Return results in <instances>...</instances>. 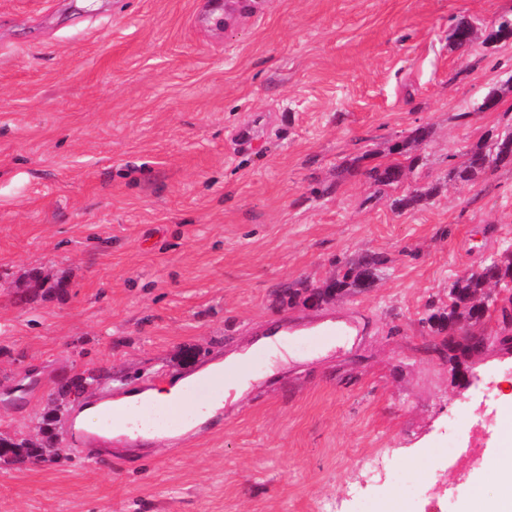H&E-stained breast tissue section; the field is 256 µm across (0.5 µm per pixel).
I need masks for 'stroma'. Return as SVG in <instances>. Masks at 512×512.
I'll return each mask as SVG.
<instances>
[{
  "label": "stroma",
  "instance_id": "obj_1",
  "mask_svg": "<svg viewBox=\"0 0 512 512\" xmlns=\"http://www.w3.org/2000/svg\"><path fill=\"white\" fill-rule=\"evenodd\" d=\"M219 2L205 25L208 0H0V392L27 391L0 437L36 438L74 375L94 396L246 349L251 377L195 432L113 445L115 468L0 461V512H467L496 487L449 467L448 431L497 408L487 445L512 444V357L475 356L464 386L421 319L512 245V165L448 176L512 129V41L490 38L512 0ZM398 144L418 163L377 189ZM362 254L385 260L373 287L288 299ZM274 328L278 359L256 344ZM367 176L375 186L390 188L404 180L406 166L401 162H394L382 167H374Z\"/></svg>",
  "mask_w": 512,
  "mask_h": 512
}]
</instances>
